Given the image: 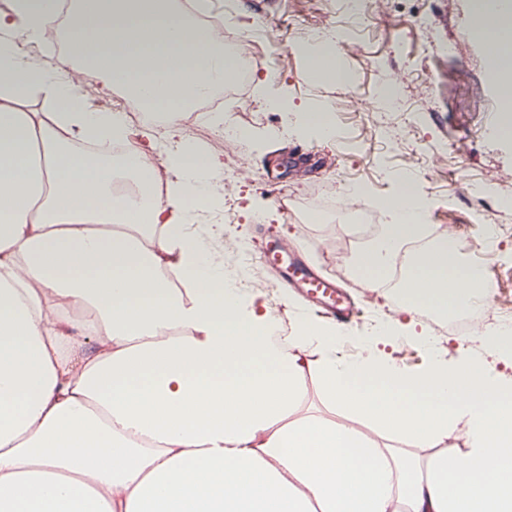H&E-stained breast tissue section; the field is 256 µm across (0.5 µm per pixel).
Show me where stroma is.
<instances>
[{
  "mask_svg": "<svg viewBox=\"0 0 512 512\" xmlns=\"http://www.w3.org/2000/svg\"><path fill=\"white\" fill-rule=\"evenodd\" d=\"M254 0H209L208 15L214 21L231 17L233 32L264 23L266 33L250 47L254 65L246 83L224 107V125L242 131L244 149L233 145H207L202 128L182 125L184 136L215 159L217 179L235 176L233 193L205 213L199 222L212 239L225 229L244 241L250 251V265L262 272L256 243L255 214H262L265 225L288 240L303 246L327 275H339L341 283L363 300L362 321L346 329L344 356L361 355V337L377 341L378 347L401 370L418 372L429 364V355L419 338L430 335L432 326L426 312H402V299L394 288L365 291L349 274H337L330 250L342 227L338 224H305L285 219L275 200L288 198L301 211L317 209L326 196L343 201L338 187L350 174L367 187L366 206L378 209L381 199L400 188L399 174L407 158L416 161L411 176L416 196L430 211L433 229L451 234L462 260H469L470 240L477 234L476 216L481 203L495 195L512 193V138L487 141L483 128L493 121L489 110L499 98L497 84L483 58L481 43L472 35L476 26L475 0H377V8L360 28H351L338 13L334 0H278L276 10L255 12ZM334 26L339 51L351 80L339 85L312 80L308 49L299 48L304 33L314 28ZM461 42L463 50L448 57L440 43ZM396 77L403 86L404 105L396 112L379 114L387 136L372 135L360 115L372 111L381 79ZM352 93L358 108L341 112L339 122L345 131L340 141H328L303 123L305 116L326 109L344 93ZM288 101L285 112L266 108L270 98ZM296 145L316 153L320 162L313 167L281 173L269 183L265 171L283 145ZM448 153V166L435 168L431 162L437 151ZM478 182L487 185L484 198L454 196L452 184ZM232 225H225V216ZM502 232L488 250L485 269L503 297H512V212L499 217ZM268 300L277 311L282 335H294L300 324L311 321L300 298L287 296L273 286ZM400 321L403 329L389 335L374 330L377 321ZM442 342L449 363L462 359L482 361L502 378L512 379V356L489 352L481 342L470 344L445 331Z\"/></svg>",
  "mask_w": 512,
  "mask_h": 512,
  "instance_id": "stroma-1",
  "label": "stroma"
}]
</instances>
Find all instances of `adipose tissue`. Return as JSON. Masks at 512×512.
Returning a JSON list of instances; mask_svg holds the SVG:
<instances>
[{"mask_svg":"<svg viewBox=\"0 0 512 512\" xmlns=\"http://www.w3.org/2000/svg\"><path fill=\"white\" fill-rule=\"evenodd\" d=\"M19 29L56 30L68 50L47 65L18 49ZM478 35L512 72L496 0ZM235 68L183 0L0 13V512H512L511 380L440 358L406 373L372 342L349 359L329 324L280 345L263 296L243 295L197 231L221 186L177 124ZM75 72L167 116L175 149L91 110ZM425 231L393 221L350 275L385 287L395 246ZM483 279L450 244L410 254L405 310L462 309L484 300ZM308 347L312 368L297 357ZM310 372L343 422L300 415ZM361 423L433 454L377 447ZM460 425L463 451L447 444Z\"/></svg>","mask_w":512,"mask_h":512,"instance_id":"adipose-tissue-1","label":"adipose tissue"}]
</instances>
